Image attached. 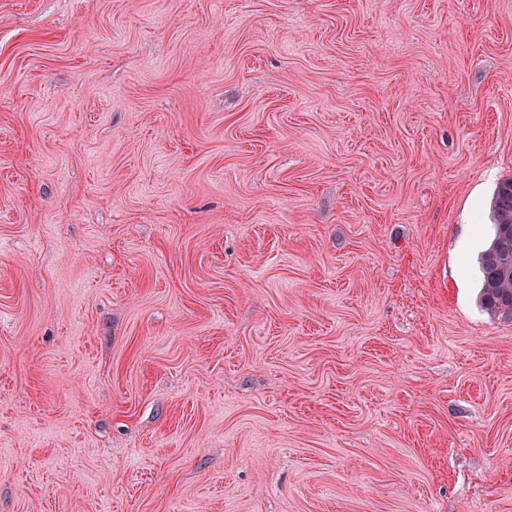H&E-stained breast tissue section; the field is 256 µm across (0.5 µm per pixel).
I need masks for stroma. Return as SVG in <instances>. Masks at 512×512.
<instances>
[{
  "mask_svg": "<svg viewBox=\"0 0 512 512\" xmlns=\"http://www.w3.org/2000/svg\"><path fill=\"white\" fill-rule=\"evenodd\" d=\"M512 0H0V512H512ZM493 235L480 255L479 301L488 312L512 317V179L498 184L490 202Z\"/></svg>",
  "mask_w": 512,
  "mask_h": 512,
  "instance_id": "1",
  "label": "stroma"
}]
</instances>
